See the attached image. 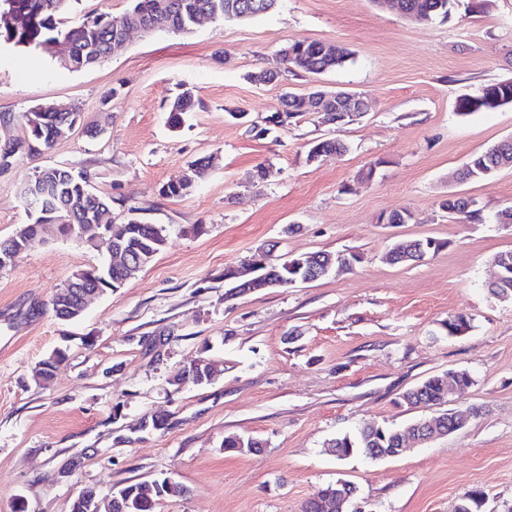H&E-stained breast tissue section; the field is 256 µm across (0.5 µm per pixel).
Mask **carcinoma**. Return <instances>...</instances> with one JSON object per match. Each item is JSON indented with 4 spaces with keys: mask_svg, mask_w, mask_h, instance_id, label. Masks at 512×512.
I'll return each instance as SVG.
<instances>
[{
    "mask_svg": "<svg viewBox=\"0 0 512 512\" xmlns=\"http://www.w3.org/2000/svg\"><path fill=\"white\" fill-rule=\"evenodd\" d=\"M78 0H0L1 15H15L18 24L0 25V46L22 50L40 51L57 61L59 57L51 51L49 45L61 42L68 56L70 71H81L100 65L117 48L114 40L127 26L146 27L151 32H188L197 25L202 16L212 21L250 20L256 15L247 11L250 0H133V6L119 16L109 14H85L76 23L68 21L69 7ZM455 7V0H391L389 9L402 15L418 12L425 18L449 19ZM292 54L285 56V64L309 74H323L343 66L350 58L348 48L339 44L317 41H298L289 45ZM193 108L191 91L184 90L171 103L168 123L178 128L185 116ZM499 105L482 97L481 94L460 99L458 110L467 115L472 112L491 111ZM286 114L288 121L304 115L301 100L296 94H285L279 108L265 117V127L253 125L256 134L267 132V126H284L281 114ZM4 119L22 129L20 138L0 141V158L15 163L21 152L39 153L51 148L58 140L70 135L73 127L82 121V113L76 109L49 107L41 112H18L6 114ZM209 157L201 158L191 164L190 175L177 183H168L160 188V193L167 197H182L193 188L196 179L203 177L211 166ZM469 170H459L465 181H480L489 177L496 169L512 163V143L497 144L474 154L468 160ZM36 187L37 204L29 222L20 225L15 233L0 240V255L10 252L22 254L28 245L41 239L51 230L59 235L77 239L91 248L104 244L107 250L119 244L124 250L142 258V265H147L161 251L166 242V229L159 224L145 222L133 223L126 220L120 224L110 221L99 223L101 216L111 212L110 200L96 192L91 185L90 176L84 171L74 172L63 167H47L35 172L29 179ZM461 219H482V209L468 205V199L452 204ZM429 239H411L405 246L394 248L390 260L395 264H406L423 260L413 256L414 250L426 245ZM495 261L503 276L502 283L489 288L501 301L512 302V251L500 252ZM342 267L339 254L318 251L309 254L299 277L315 281L330 271ZM131 277L130 269L124 265H100L92 269H82L71 274L50 300L54 316L62 321L79 318L74 312L78 308L68 288L78 279H83V287H93L104 293L122 287ZM220 370L214 361L201 357L184 368L182 376L191 384H199L212 376L217 377ZM472 383L465 370H450L441 375H433L403 394L404 403L411 407H432L443 405L442 399L448 398V390L459 391ZM413 428L407 424L401 428L368 423L354 435H343L335 440L334 447L339 449L337 457L347 458L355 453H362L371 458L392 448H398L406 431ZM183 489L176 483L162 485L159 495L153 500H144L139 492V484L132 483L111 490L106 498H97L93 503L83 496H78L71 506V512H88L92 506L101 512H114L112 496H118L124 504V512H155L156 505L162 499L179 495ZM341 488L330 484L310 498L302 512H336V509L317 506V501L335 497Z\"/></svg>",
    "mask_w": 512,
    "mask_h": 512,
    "instance_id": "obj_1",
    "label": "carcinoma"
}]
</instances>
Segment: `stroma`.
<instances>
[{"mask_svg": "<svg viewBox=\"0 0 512 512\" xmlns=\"http://www.w3.org/2000/svg\"><path fill=\"white\" fill-rule=\"evenodd\" d=\"M459 0L447 21L413 22L374 0H279L249 21H207L187 33L132 34L91 69L0 49V112L51 102L80 106L102 137L74 131L41 155L21 154L0 176V239L28 217L21 185L49 166L87 171L123 221L128 207L166 229V243L123 287L93 297L63 322L52 295L106 254L62 236L37 241L0 269V512H70L85 489L99 495L167 477L184 486L156 512H301L320 487L344 480L369 512H454L480 491L481 512H512V302L492 297L496 254L512 250V168L454 181L476 152L512 136V104L459 114L457 100L512 78V0L480 11ZM347 47L344 66L321 75L281 69L295 41ZM273 69L278 81L251 82ZM360 92L366 113L343 127L308 112L264 135L259 121L284 92ZM191 89L201 108L179 128L168 105ZM348 150L307 158L311 143ZM215 167L188 195L160 188L195 159ZM374 168L372 179L362 170ZM477 200L482 220L443 211L442 197ZM405 210L409 223L384 216ZM432 238L438 252L394 264L395 241ZM272 246L271 263L355 252L352 269L288 288L226 297L224 271ZM471 329L448 335V318ZM66 359L48 381L35 370L54 349ZM222 373L208 385L173 378L200 356ZM472 382L448 409L479 407L461 430L402 455L340 460L331 443L375 422L400 427L437 415L403 392L450 370ZM164 429L137 431L143 416ZM228 435L263 441L228 452Z\"/></svg>", "mask_w": 512, "mask_h": 512, "instance_id": "obj_1", "label": "stroma"}]
</instances>
